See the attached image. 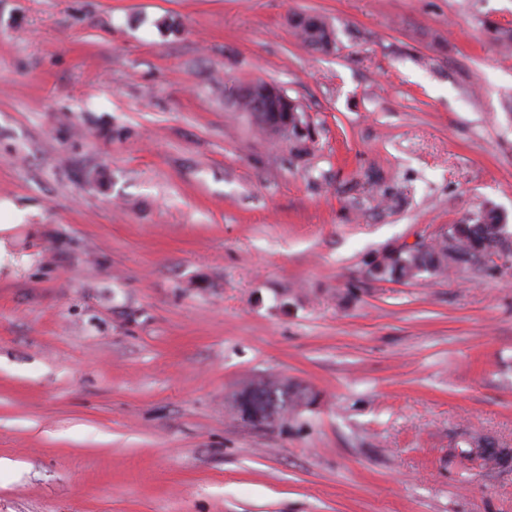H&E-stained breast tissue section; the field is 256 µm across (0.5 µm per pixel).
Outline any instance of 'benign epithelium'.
I'll return each instance as SVG.
<instances>
[{"label":"benign epithelium","instance_id":"1","mask_svg":"<svg viewBox=\"0 0 512 512\" xmlns=\"http://www.w3.org/2000/svg\"><path fill=\"white\" fill-rule=\"evenodd\" d=\"M230 97L238 110L248 113L253 118L254 125L269 137L286 140L291 131L303 130L299 122L297 103L275 83L255 80L232 88ZM263 389L265 385L256 382L239 390L233 409V414L239 421L258 426L280 420V416L276 414L262 416L256 413L253 400Z\"/></svg>","mask_w":512,"mask_h":512}]
</instances>
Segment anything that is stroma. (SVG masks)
<instances>
[{
	"instance_id": "obj_1",
	"label": "stroma",
	"mask_w": 512,
	"mask_h": 512,
	"mask_svg": "<svg viewBox=\"0 0 512 512\" xmlns=\"http://www.w3.org/2000/svg\"><path fill=\"white\" fill-rule=\"evenodd\" d=\"M294 14L324 17L331 52ZM512 0H0V512H512V270L375 251L512 227ZM262 78L307 138L256 132ZM277 376L284 422L228 411ZM301 17V22L298 26H293L299 38L308 46L316 49L326 51L330 44H334V31L332 27L322 19V27L317 31H311L303 25L308 23L306 19ZM321 44V47L318 46ZM231 102H233L240 112H248L255 126H258L263 132L269 136L282 140L294 141L303 135L293 133L288 138V134L296 126V131L300 132L304 129L301 125L302 114L299 122L297 103L289 97L286 92L275 83L265 80H255L242 86L232 88ZM282 112L283 118L277 123H261L256 118L258 112ZM506 226L498 208L484 204L430 241L419 242L414 248L399 246L378 252L367 263L366 273L372 279L392 282H409L422 273L466 278L492 270L482 266V258L493 254L505 256L512 267V235ZM263 389H265V385L256 382L246 385L238 391L239 395L235 408L233 409V414L239 421L247 425L258 426L273 423L281 419L280 416L276 414L262 416L256 413L253 400ZM263 394L265 395V400L262 405L273 408L277 413L288 410V414L291 415L298 407L308 404V393L286 381L271 384L267 391H263ZM468 445L475 450L487 463V465L501 468L512 464V448L499 444L486 435H472Z\"/></svg>"
}]
</instances>
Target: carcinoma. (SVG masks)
I'll return each instance as SVG.
<instances>
[{
	"mask_svg": "<svg viewBox=\"0 0 512 512\" xmlns=\"http://www.w3.org/2000/svg\"><path fill=\"white\" fill-rule=\"evenodd\" d=\"M306 23L303 18L295 27L306 45L325 51L334 43V31L327 22H322L317 31L304 27ZM493 254L502 255L512 262V235L506 232L505 220L498 208L485 204L448 225L446 233L419 242L414 248L399 246L378 252L367 263L366 273L372 279L392 282H409L422 273L431 277L454 274L465 278L485 270L482 258ZM264 395L263 404L290 415L308 401L306 391L286 381L271 384ZM468 445L489 466L501 468L512 464V448L486 435L470 436Z\"/></svg>",
	"mask_w": 512,
	"mask_h": 512,
	"instance_id": "1",
	"label": "carcinoma"
}]
</instances>
